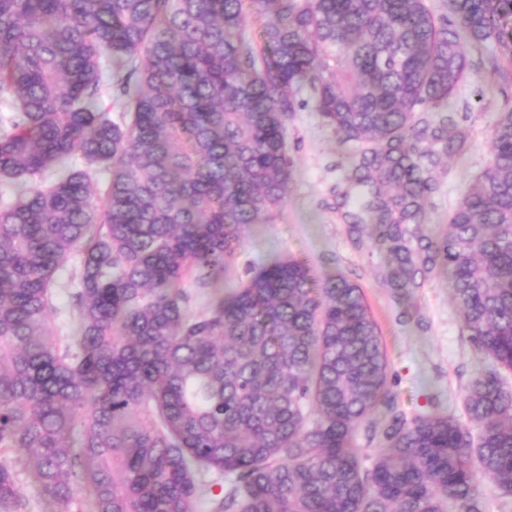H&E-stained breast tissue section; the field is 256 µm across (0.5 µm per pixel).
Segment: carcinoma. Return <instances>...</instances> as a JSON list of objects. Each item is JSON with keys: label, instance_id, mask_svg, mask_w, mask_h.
<instances>
[{"label": "carcinoma", "instance_id": "1", "mask_svg": "<svg viewBox=\"0 0 512 512\" xmlns=\"http://www.w3.org/2000/svg\"><path fill=\"white\" fill-rule=\"evenodd\" d=\"M262 17V44L245 5ZM0 0V512L20 473L73 512H483L479 469L512 498V106L448 232L422 224L437 114L494 44L512 67V0ZM306 90L367 145L350 231L404 293L448 278L475 355L467 423L406 418L361 288L278 257L190 313L251 224L283 206L284 130ZM130 119L112 118V98ZM109 174L104 195L98 174ZM78 266L63 268L72 256ZM70 304H53V289ZM384 443L372 464L353 444ZM227 489L213 493L224 476ZM367 427L368 423L359 426L354 435V444L356 448L361 449L364 463L369 466L371 465L373 458L383 447L378 438L371 439L370 434L367 431Z\"/></svg>", "mask_w": 512, "mask_h": 512}]
</instances>
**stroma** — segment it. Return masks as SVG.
<instances>
[{
  "label": "stroma",
  "mask_w": 512,
  "mask_h": 512,
  "mask_svg": "<svg viewBox=\"0 0 512 512\" xmlns=\"http://www.w3.org/2000/svg\"><path fill=\"white\" fill-rule=\"evenodd\" d=\"M494 46L468 51L470 71L448 104L447 116L468 138L461 156L441 155L434 170L437 189L425 208L427 232L448 230L452 209L489 164V127L504 102L512 101V76L491 70ZM294 161L284 206L262 224L249 225L245 241L222 287L232 291L262 261L291 255L307 260L319 277L336 273L357 283L376 320L388 356V391L398 413L439 412L464 419L463 396L480 369L445 277L434 276L408 297L381 278L382 255L353 244L339 209L345 187L343 163L356 145L326 125L310 99H303L286 125Z\"/></svg>",
  "instance_id": "35a3bbf8"
}]
</instances>
